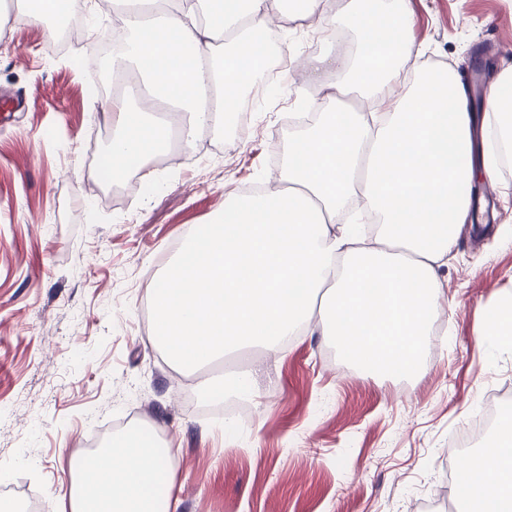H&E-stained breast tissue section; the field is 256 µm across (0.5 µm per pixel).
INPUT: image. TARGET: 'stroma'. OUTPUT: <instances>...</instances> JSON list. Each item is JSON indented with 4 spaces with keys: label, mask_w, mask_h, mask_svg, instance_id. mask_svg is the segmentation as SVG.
<instances>
[{
    "label": "stroma",
    "mask_w": 512,
    "mask_h": 512,
    "mask_svg": "<svg viewBox=\"0 0 512 512\" xmlns=\"http://www.w3.org/2000/svg\"><path fill=\"white\" fill-rule=\"evenodd\" d=\"M0 0V502L63 512L56 496L79 441L103 436L137 408L177 448L171 512H413L449 495L442 448L512 394V352L482 343L489 306L512 292V167L492 188L486 223L462 227L439 269L433 314L442 330L417 377H384L343 359L312 327L264 363L251 355L260 395L243 432L193 404L215 363L173 365L142 323L151 282L173 244L205 232L227 194L263 183L290 127L321 80L283 69L278 94L248 108L234 153L211 129L186 164L148 161L153 181L133 203L88 186L101 173L112 120L88 88L86 63L112 33L109 14L88 15L82 42L55 46L44 19H18ZM410 39L423 63L483 76L512 69V0H410Z\"/></svg>",
    "instance_id": "35a3bbf8"
}]
</instances>
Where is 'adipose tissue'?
I'll return each instance as SVG.
<instances>
[{"label": "adipose tissue", "mask_w": 512, "mask_h": 512, "mask_svg": "<svg viewBox=\"0 0 512 512\" xmlns=\"http://www.w3.org/2000/svg\"><path fill=\"white\" fill-rule=\"evenodd\" d=\"M317 19V52L296 57L331 73V109L288 142L278 191L228 196L205 233L150 290L155 331L168 359L197 368L252 348L279 352L288 336L317 326L342 355L374 373L419 370L442 291V259L476 210L474 175L496 178L512 154V72L469 109V89L444 67L426 66L408 35V0H300ZM286 0H112L125 39L112 57L119 94L107 154L113 178L163 151L171 126L182 146L224 125L265 63L267 17ZM359 35L349 57L327 35L337 21ZM222 54H215V47ZM388 108L367 120L342 98ZM175 448L139 430L113 435L71 460L69 512H170ZM458 490L474 512H512V416L491 445L462 463Z\"/></svg>", "instance_id": "obj_1"}]
</instances>
